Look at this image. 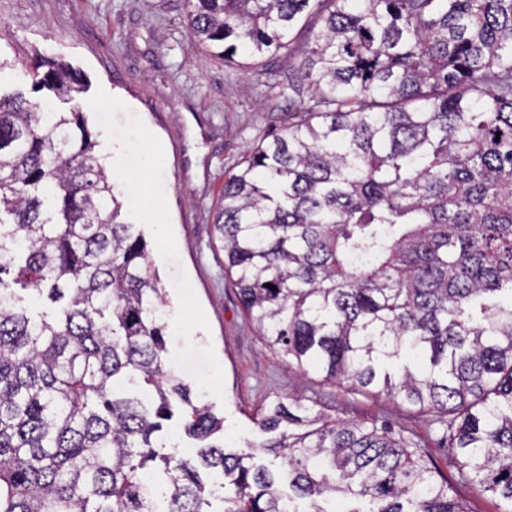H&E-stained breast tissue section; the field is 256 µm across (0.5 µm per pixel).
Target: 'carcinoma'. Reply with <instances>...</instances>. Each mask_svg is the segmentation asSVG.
Here are the masks:
<instances>
[{"mask_svg":"<svg viewBox=\"0 0 512 512\" xmlns=\"http://www.w3.org/2000/svg\"><path fill=\"white\" fill-rule=\"evenodd\" d=\"M191 44L228 64L309 50L292 121L224 175V269L266 345L305 371L430 413L453 479L409 438L311 414L214 436L165 358L148 244L83 113L0 95V512H467L476 482L512 512V0H186ZM63 101L80 73L44 59ZM276 286L272 290L267 284ZM55 315H33L15 289ZM180 416L195 457L154 435ZM163 465L168 484L149 479Z\"/></svg>","mask_w":512,"mask_h":512,"instance_id":"carcinoma-1","label":"carcinoma"}]
</instances>
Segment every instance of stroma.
<instances>
[{
    "label": "stroma",
    "instance_id": "1",
    "mask_svg": "<svg viewBox=\"0 0 512 512\" xmlns=\"http://www.w3.org/2000/svg\"><path fill=\"white\" fill-rule=\"evenodd\" d=\"M306 51L301 40L289 57L224 65L191 49L184 0H0V93L48 100L32 92L24 69L37 56L84 75L76 104L124 215L149 243L150 269L166 293L169 354L191 364L185 371L173 361L171 372L223 417L226 440L239 448L262 442L257 419L300 394L311 412L413 438L453 474L448 438L418 407L352 393L266 348L224 270L215 226L224 172L287 126L299 100L268 88L266 74L288 79ZM132 154L134 170L125 164Z\"/></svg>",
    "mask_w": 512,
    "mask_h": 512
}]
</instances>
